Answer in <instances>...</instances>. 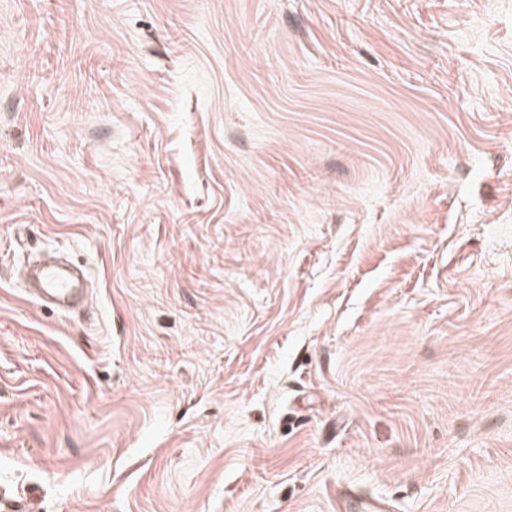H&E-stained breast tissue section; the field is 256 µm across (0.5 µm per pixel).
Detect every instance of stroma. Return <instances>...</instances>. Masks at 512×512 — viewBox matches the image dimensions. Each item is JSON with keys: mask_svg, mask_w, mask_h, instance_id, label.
Instances as JSON below:
<instances>
[{"mask_svg": "<svg viewBox=\"0 0 512 512\" xmlns=\"http://www.w3.org/2000/svg\"><path fill=\"white\" fill-rule=\"evenodd\" d=\"M0 484L512 512V0H0ZM33 279V298L58 312L68 313L83 308L88 300L87 282L53 260L38 264L34 268Z\"/></svg>", "mask_w": 512, "mask_h": 512, "instance_id": "1", "label": "stroma"}]
</instances>
